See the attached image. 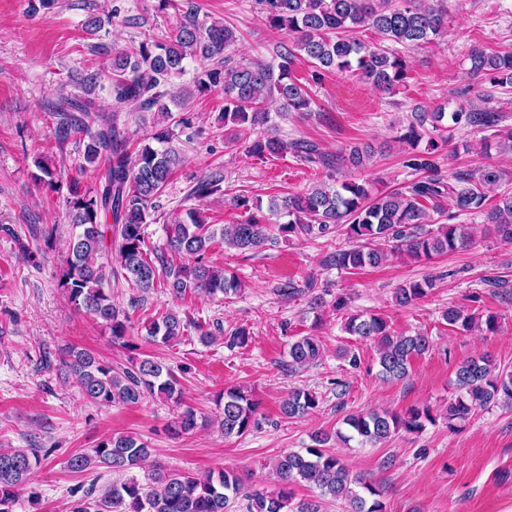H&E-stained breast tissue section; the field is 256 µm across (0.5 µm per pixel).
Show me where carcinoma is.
<instances>
[{
    "label": "carcinoma",
    "mask_w": 512,
    "mask_h": 512,
    "mask_svg": "<svg viewBox=\"0 0 512 512\" xmlns=\"http://www.w3.org/2000/svg\"><path fill=\"white\" fill-rule=\"evenodd\" d=\"M163 7L174 6L182 12L183 22L169 31L150 34L132 53L117 52L112 58L109 95L111 113L100 116L96 129L72 122L67 111L58 110L55 134L68 136L78 130L85 134L84 159L96 164L99 188L83 189L78 182L69 186L66 216L72 225L61 287L69 300L84 315L109 329L112 340H123L131 328L129 313L112 301L107 289L112 277L121 276L127 284L148 293L155 283L164 280L169 292L182 297L201 291L226 298L241 293L243 284L234 271L210 264L206 254L215 241L224 249L241 253L261 247L275 230L282 237L317 239L332 234L352 242L348 249L326 255L328 267L340 271L377 267L385 262L384 246L404 251L415 260L463 249L472 242L468 224H439L434 229L424 225L444 216L442 200L451 201L458 215L482 213L497 235L512 242V192H503L493 205L487 204L484 188L506 180L498 166L485 163L474 169L458 171L445 179L436 160L414 151L429 130L444 134L451 142L458 126L480 130L498 126L500 115L490 108L459 109L446 113L417 108L411 112L399 139L413 151L406 167L418 179L390 191H376L367 182L336 176L344 166L360 167L371 157L368 147L354 146L349 152L332 155L306 141L286 142L271 133L251 138L266 126L273 112H311L313 100L294 75L296 61L305 60L314 68L315 78L326 71L352 74L382 92H390L407 78L405 57L368 44L355 36L358 29H372L383 38L405 47H420L444 35L448 8L443 0H256L268 26L286 40L279 42L272 61L244 59L233 61L230 48L236 33L224 23L199 20L193 0H159ZM203 63L184 89L183 98L224 90V124L238 128L245 150L257 158L282 157L288 153L297 160L319 166L328 179L301 194L280 198L273 196L268 205L250 202L239 196L235 207L243 218L216 228L207 224L196 208L166 225L169 251L187 259L174 267L163 252L150 250L145 228L156 199L168 184L174 170L182 163L179 153L167 146L170 142L169 121L172 110L182 101L168 98L164 89L172 77L186 71L185 61ZM468 74L484 77L494 86L512 84V50L486 52L473 48L469 55ZM128 106L140 112H156L162 122L141 142L135 153L121 139L118 113ZM193 197L206 200L224 194L222 179L205 175L191 190ZM115 253L117 269L100 262L105 251ZM312 279L304 289L293 282L282 289L290 298L311 294L309 307H323V298L313 293ZM434 288V281H409L393 291L399 306H410ZM448 326L470 331L474 328L494 333L498 316L489 313H466L450 307L443 312ZM347 333L377 348L380 375L386 381L403 380L409 374L412 358L431 347L424 333L395 334L387 320L378 314H351L346 317ZM146 336L169 343L185 331V324L175 311L144 324ZM322 346L315 336H303L288 350V367L304 368L317 361ZM40 362L53 367L60 376L75 377L85 399L99 406L132 405L146 396L172 399L179 394L178 380L164 366L150 357H132L130 366L120 372L91 350L60 348L49 356L40 354ZM456 397L448 404V428L464 421L476 409L505 407L512 409V371L501 370L487 355L461 363L455 371ZM319 404L316 393L294 389L281 403L288 418L302 417ZM220 424L226 436H242L256 423L257 405L242 389H228L219 398ZM435 422L431 408H412L405 413L374 409L344 419L348 433L336 436L361 446L381 444L403 431L421 432ZM197 427V413L186 406L170 424L176 435L187 434ZM333 436L317 432L311 444L278 457L272 465L282 487L268 490L244 487L231 471L208 472L201 476L169 472L161 466L148 476V483L123 481L105 488L93 499L92 491L75 492L72 512H233L238 498L247 501V512H319L317 502H294L288 485L305 484L319 490L322 497L342 499L347 512H385L383 493L376 486L352 476L345 461L327 449ZM54 449H0V512H14L21 490L27 488L33 471L47 460ZM151 454L147 444L133 435L116 433L94 448L70 455L66 467L80 474L103 467L124 473L138 467ZM29 489V488H27ZM29 497L39 499L35 489Z\"/></svg>",
    "instance_id": "1"
}]
</instances>
